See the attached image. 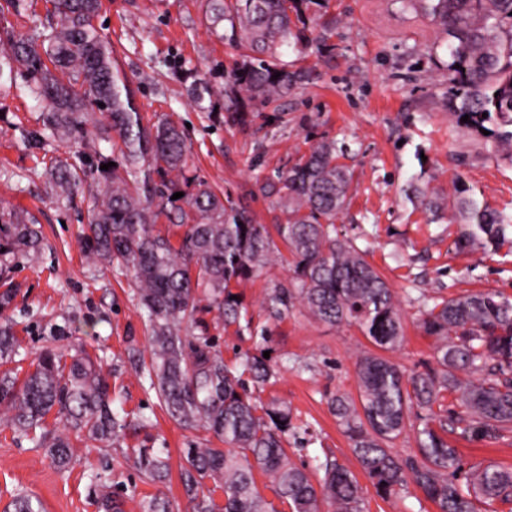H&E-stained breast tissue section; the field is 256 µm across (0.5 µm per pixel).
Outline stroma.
Here are the masks:
<instances>
[{
	"mask_svg": "<svg viewBox=\"0 0 512 512\" xmlns=\"http://www.w3.org/2000/svg\"><path fill=\"white\" fill-rule=\"evenodd\" d=\"M96 24L111 41L119 68L140 87L143 123L166 117L185 126L191 172L220 186L257 223L272 225L281 217L276 196L263 194L262 185L320 140L345 146L343 162L354 180L336 225L367 249L368 261L398 296L406 342L391 353L395 363L413 370L432 359L433 340L419 327L418 294L448 298L489 288L512 297V247L458 251L461 224L445 214L432 219L405 195L413 183L448 198L462 184L490 207L512 212V155L456 124L442 77L447 46L400 0H327L309 27L317 36L331 30L329 48L283 47L284 61L308 77L244 126L208 117L189 95L198 77L223 86L239 55L208 29L199 0H102ZM41 126L40 105L23 79L0 83V202L28 210L44 236L40 257L15 253L0 272V292L15 291L0 309V325H10L18 337L25 369L48 348L74 347L100 357L112 373V409L132 427L105 455L93 451L90 440L74 439V461L66 469L29 438L0 429V512H9L19 493L39 501L42 512H97L92 488L98 478L113 483L125 512H141V501L159 492L172 512H187L179 481L183 451L218 442L171 420L139 373L149 337L136 290L120 271L87 263L79 244L85 210L57 206L43 176L45 163L72 158L73 147L48 139L34 149L19 139L20 128ZM288 282V267L281 264L242 285L249 332L210 323L225 363L237 367L247 351L268 353L277 364V377L259 397L291 408L286 450L293 462L337 459L359 474L370 512H437L413 487L382 501L361 476L327 400L337 392L356 394L355 357L371 345L354 326L334 327L298 308L274 313L269 298ZM143 444L168 452L165 484L150 483L134 465L133 450Z\"/></svg>",
	"mask_w": 512,
	"mask_h": 512,
	"instance_id": "stroma-1",
	"label": "stroma"
}]
</instances>
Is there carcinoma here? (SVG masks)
<instances>
[{"label": "carcinoma", "mask_w": 512, "mask_h": 512, "mask_svg": "<svg viewBox=\"0 0 512 512\" xmlns=\"http://www.w3.org/2000/svg\"><path fill=\"white\" fill-rule=\"evenodd\" d=\"M47 2L42 28L20 34L0 26V81L26 76L25 88L41 107L43 137L85 142L106 128L116 135L112 155L80 151L73 161L52 160L43 174L65 208L77 206L81 185L90 187L82 250L93 264L113 266L134 282L150 333L140 371L168 417L224 443L184 450L180 482L193 512H277L257 487V470L290 512H320L323 503L332 512H366L363 487L349 468L317 457L311 473L288 458L290 409L254 396L276 374L269 360L243 354V372L253 383L248 387L224 363L208 325L195 319L214 310L224 326H237V334L250 329V321H241L248 308L236 288L286 253L292 282L275 288L270 302L297 305L331 326L356 325L376 348L356 360L358 395L337 393L328 400L375 494L387 501L412 484L439 512H479L478 505L495 502L512 506V468L478 462L466 469L455 445L512 438V299L493 289L449 298L420 294V327L435 341L433 364L406 372L386 356L405 340L397 296L366 260V250L336 228L353 179L340 162L343 148L321 140L278 174L281 187L267 183L280 192L283 218L270 227L258 224L207 180L187 174L181 127L168 118L142 123L138 88L118 68L111 42L95 24L100 0ZM402 2L445 38L448 111L456 123L494 150L512 147V0ZM323 6L322 0H201L209 27L223 29L220 37L243 53L226 73L224 90L205 77L194 81L196 103L212 114L221 98L227 119L245 125L257 105L290 94L307 72L289 68L280 49L292 41L312 43L309 15ZM464 116L468 121H461ZM109 162L114 166L100 169ZM176 192L184 204L172 199ZM414 199L428 211L443 209L442 201L417 187ZM454 209L465 224L457 250L496 252L507 242L512 214L480 203L467 188L458 190ZM163 216L169 221L164 230L158 227ZM0 233L6 239L0 256L41 253L42 233L24 211L1 209ZM189 322L200 330L194 340ZM19 349L12 329L0 327V363ZM31 367L22 379L11 371L0 375L1 427L33 435L63 468L72 459V432L99 443L102 454L123 442L131 423L112 411L98 360L82 350L47 349ZM53 411L65 420L64 430H45ZM408 431L415 448L401 457L393 444ZM135 464L154 483L169 478L163 450L139 448ZM206 479L223 490V504L203 491ZM95 505L97 512H124L123 498L107 480L96 485Z\"/></svg>", "instance_id": "1"}]
</instances>
